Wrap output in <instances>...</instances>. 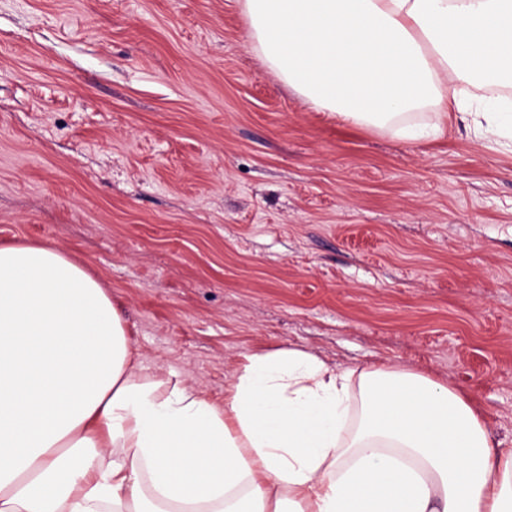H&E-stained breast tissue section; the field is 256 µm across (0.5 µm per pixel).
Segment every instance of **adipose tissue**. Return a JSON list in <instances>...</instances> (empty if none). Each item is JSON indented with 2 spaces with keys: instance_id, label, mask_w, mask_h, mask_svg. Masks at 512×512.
<instances>
[{
  "instance_id": "ef3b65f1",
  "label": "adipose tissue",
  "mask_w": 512,
  "mask_h": 512,
  "mask_svg": "<svg viewBox=\"0 0 512 512\" xmlns=\"http://www.w3.org/2000/svg\"><path fill=\"white\" fill-rule=\"evenodd\" d=\"M265 63L318 110L403 140L512 141V0H242ZM364 416L345 436L352 386ZM0 512H512V448L455 389L245 355L223 402L139 375L85 265L0 244Z\"/></svg>"
}]
</instances>
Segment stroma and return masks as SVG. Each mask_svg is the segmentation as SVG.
Segmentation results:
<instances>
[{
  "instance_id": "stroma-1",
  "label": "stroma",
  "mask_w": 512,
  "mask_h": 512,
  "mask_svg": "<svg viewBox=\"0 0 512 512\" xmlns=\"http://www.w3.org/2000/svg\"><path fill=\"white\" fill-rule=\"evenodd\" d=\"M82 260L143 374L296 346L466 396L512 448V150L312 108L241 0H0V242Z\"/></svg>"
}]
</instances>
